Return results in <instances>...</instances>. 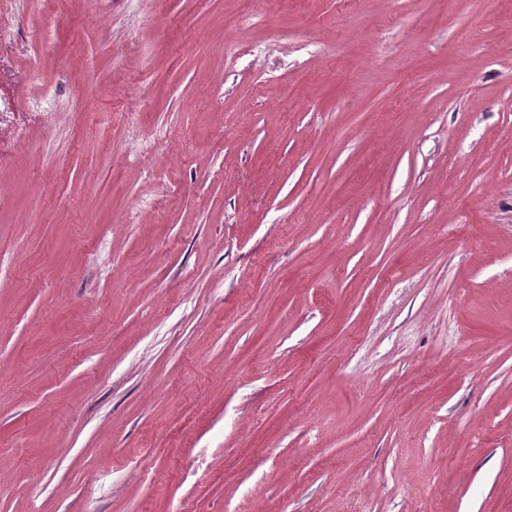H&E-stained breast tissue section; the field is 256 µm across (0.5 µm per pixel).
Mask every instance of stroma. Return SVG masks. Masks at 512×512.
Returning a JSON list of instances; mask_svg holds the SVG:
<instances>
[{
    "mask_svg": "<svg viewBox=\"0 0 512 512\" xmlns=\"http://www.w3.org/2000/svg\"><path fill=\"white\" fill-rule=\"evenodd\" d=\"M0 18V512H512V0Z\"/></svg>",
    "mask_w": 512,
    "mask_h": 512,
    "instance_id": "obj_1",
    "label": "stroma"
}]
</instances>
